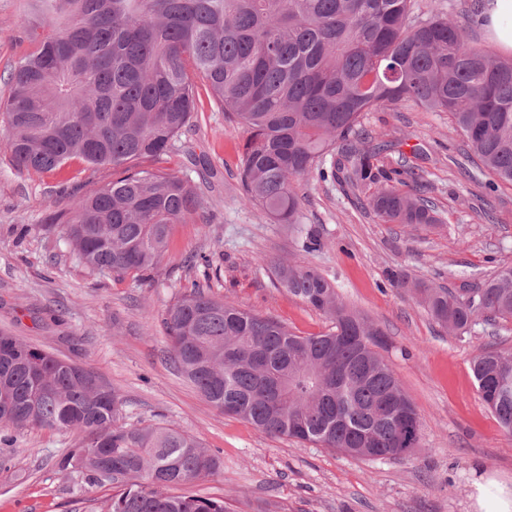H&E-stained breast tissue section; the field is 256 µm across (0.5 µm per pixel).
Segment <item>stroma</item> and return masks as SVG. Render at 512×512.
Segmentation results:
<instances>
[{
  "label": "stroma",
  "mask_w": 512,
  "mask_h": 512,
  "mask_svg": "<svg viewBox=\"0 0 512 512\" xmlns=\"http://www.w3.org/2000/svg\"><path fill=\"white\" fill-rule=\"evenodd\" d=\"M26 0H0V99L29 43L21 20ZM363 127L384 144L381 159L422 171L425 195L445 224H381L364 194L333 173L301 186L304 224L321 242L308 255L348 309L385 333L395 376L422 425L420 448L405 459L368 461L329 448L260 434L247 421L212 407L170 359L165 312L183 285L259 312L306 336L330 320L272 280L267 264L296 257L284 224L244 204L239 181L243 130L201 92L190 131L163 168L190 178L204 208L176 225L156 269L91 275L75 261L49 214L112 179L108 166L79 159L50 172H18L0 130V328L72 360L122 397L129 426L174 425L218 456L216 474L189 485L201 496L249 504L255 512H474L472 484L491 478L492 497L512 498V435L480 399L471 371L487 346L512 349V322L476 326L457 337L443 331L392 274L456 288L512 266V184L482 172L452 133L444 112L410 101L367 113ZM36 230L21 235V225ZM0 442V512H91L111 485L91 486L60 470L75 434L41 427Z\"/></svg>",
  "instance_id": "obj_1"
}]
</instances>
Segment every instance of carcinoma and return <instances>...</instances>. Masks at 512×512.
<instances>
[{
	"label": "carcinoma",
	"instance_id": "cac0c4a2",
	"mask_svg": "<svg viewBox=\"0 0 512 512\" xmlns=\"http://www.w3.org/2000/svg\"><path fill=\"white\" fill-rule=\"evenodd\" d=\"M32 49L12 70L5 103L12 161L20 172L55 170L73 158L112 167V181L49 224L62 225L91 273H142L163 259L177 224L202 208L197 187L175 173L142 169L175 148L196 112L200 78L226 118L248 134L244 200L293 228L303 221L296 184L327 156L368 194L384 224L444 223L433 202L408 189L412 167L388 169L360 137L366 113L411 100L446 112L483 167L512 183V58L473 44L474 10L411 20L414 0H30ZM321 243L310 231L297 251ZM289 295L326 315L330 331L301 336L196 283L166 310L180 373L216 409L267 436L359 458H404L402 421L388 406L413 404L380 350L361 336L384 332L349 310L301 260L270 265ZM417 303L450 334L512 320V268L452 291L409 282ZM478 392L512 434V351L472 361ZM87 369L0 331V432L30 426L73 432L80 446L60 469L88 484L120 487L100 512H231L222 497L172 490L217 473L222 462L172 426L127 427L115 389Z\"/></svg>",
	"mask_w": 512,
	"mask_h": 512
}]
</instances>
